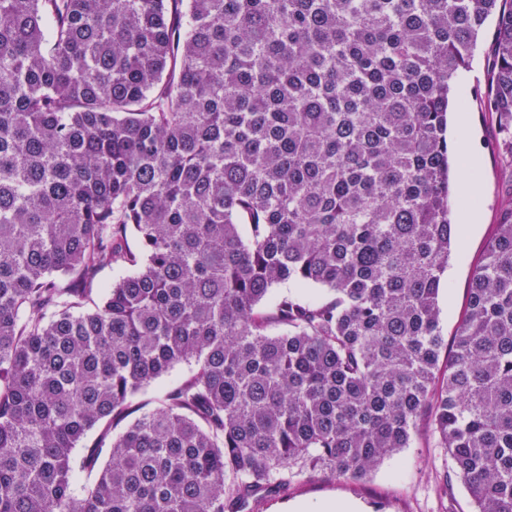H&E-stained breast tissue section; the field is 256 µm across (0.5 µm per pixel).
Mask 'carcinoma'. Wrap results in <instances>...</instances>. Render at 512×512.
Returning <instances> with one entry per match:
<instances>
[{
    "label": "carcinoma",
    "instance_id": "cac0c4a2",
    "mask_svg": "<svg viewBox=\"0 0 512 512\" xmlns=\"http://www.w3.org/2000/svg\"><path fill=\"white\" fill-rule=\"evenodd\" d=\"M492 14L512 155V0H0V512H242L423 423L512 512V199L438 306ZM187 367L185 365L177 366L167 375L156 381L144 395L140 397V401L147 402L144 410H148L157 405L158 400L164 395L166 391L174 387L186 373Z\"/></svg>",
    "mask_w": 512,
    "mask_h": 512
}]
</instances>
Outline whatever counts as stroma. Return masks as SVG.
Here are the masks:
<instances>
[{"label": "stroma", "mask_w": 512, "mask_h": 512, "mask_svg": "<svg viewBox=\"0 0 512 512\" xmlns=\"http://www.w3.org/2000/svg\"><path fill=\"white\" fill-rule=\"evenodd\" d=\"M493 60V40L486 33L455 82L456 96L466 100L462 115L480 157L473 175L480 204L478 224L456 240L439 294L440 327L448 341L466 307L472 270L502 220L501 204L512 196V159L501 146L502 134L487 94ZM449 469L447 450L423 425L408 448L385 458L360 482L325 475L299 477L287 490L249 503L244 512H325L338 502L353 504L360 512H473L466 489L449 476Z\"/></svg>", "instance_id": "stroma-1"}]
</instances>
